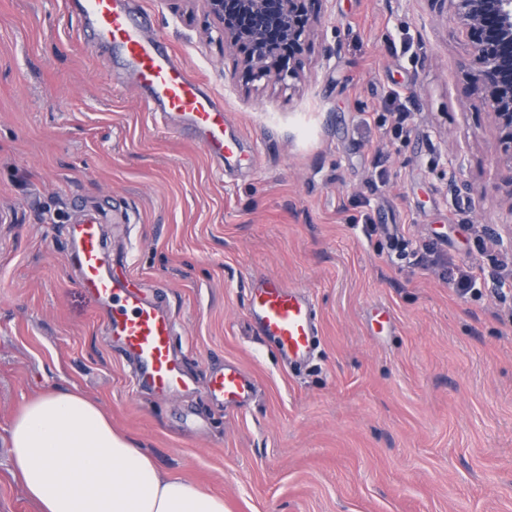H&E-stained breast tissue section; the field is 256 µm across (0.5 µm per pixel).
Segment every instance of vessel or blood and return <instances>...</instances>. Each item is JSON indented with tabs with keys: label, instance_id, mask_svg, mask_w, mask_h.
Masks as SVG:
<instances>
[{
	"label": "vessel or blood",
	"instance_id": "1",
	"mask_svg": "<svg viewBox=\"0 0 512 512\" xmlns=\"http://www.w3.org/2000/svg\"><path fill=\"white\" fill-rule=\"evenodd\" d=\"M72 8L92 44L120 53L126 79L154 116L181 118V131L191 132L210 157L227 161L238 155L242 138L232 131L223 103L205 90L200 78L188 74L163 39L144 34L132 0H74ZM66 232L76 284L104 311L103 333L132 361L136 385L157 397L189 389V375L174 353L171 313L113 275L102 222L84 217L67 225ZM248 289V318L256 335L272 340L290 361L309 359L319 334L309 297L266 275L252 277ZM256 390L254 379L232 362L214 373L208 385L213 400L236 407L244 406Z\"/></svg>",
	"mask_w": 512,
	"mask_h": 512
}]
</instances>
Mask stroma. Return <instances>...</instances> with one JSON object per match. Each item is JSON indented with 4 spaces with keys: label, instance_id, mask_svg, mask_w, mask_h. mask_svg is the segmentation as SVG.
I'll use <instances>...</instances> for the list:
<instances>
[{
    "label": "stroma",
    "instance_id": "obj_1",
    "mask_svg": "<svg viewBox=\"0 0 512 512\" xmlns=\"http://www.w3.org/2000/svg\"><path fill=\"white\" fill-rule=\"evenodd\" d=\"M135 5L242 156L157 128L65 0H0V512H38L11 473L14 419L69 389L226 512H512V213L465 33L428 0H319L302 80L251 88L203 8ZM400 112L406 134L380 130ZM455 162L469 197L448 189ZM85 215L171 310L190 390L141 391L106 344L69 262ZM259 274L313 300L309 362L254 334ZM228 361L257 382L247 406L207 397Z\"/></svg>",
    "mask_w": 512,
    "mask_h": 512
}]
</instances>
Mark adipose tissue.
Returning <instances> with one entry per match:
<instances>
[{"label":"adipose tissue","instance_id":"1","mask_svg":"<svg viewBox=\"0 0 512 512\" xmlns=\"http://www.w3.org/2000/svg\"><path fill=\"white\" fill-rule=\"evenodd\" d=\"M11 463L39 512H225L222 496L162 472L73 391L29 402L9 433Z\"/></svg>","mask_w":512,"mask_h":512}]
</instances>
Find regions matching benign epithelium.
<instances>
[{
	"mask_svg": "<svg viewBox=\"0 0 512 512\" xmlns=\"http://www.w3.org/2000/svg\"><path fill=\"white\" fill-rule=\"evenodd\" d=\"M225 44L244 49L251 81L299 80L301 55L315 22V0H201ZM470 37L472 92L498 132L499 163L512 196V0H428Z\"/></svg>",
	"mask_w": 512,
	"mask_h": 512,
	"instance_id": "7a95c632",
	"label": "benign epithelium"
}]
</instances>
